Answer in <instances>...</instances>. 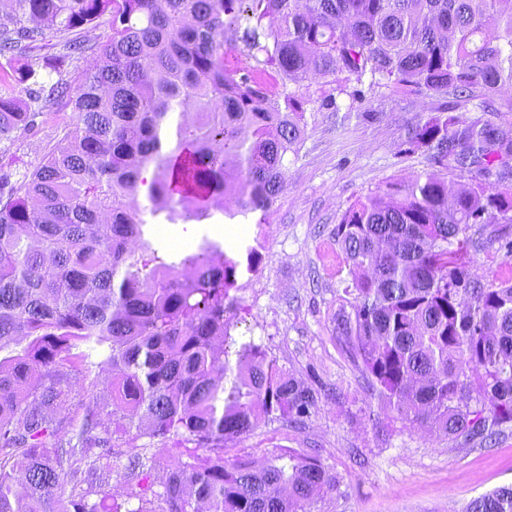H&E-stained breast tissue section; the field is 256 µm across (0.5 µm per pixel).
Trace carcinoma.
Returning <instances> with one entry per match:
<instances>
[{"mask_svg": "<svg viewBox=\"0 0 512 512\" xmlns=\"http://www.w3.org/2000/svg\"><path fill=\"white\" fill-rule=\"evenodd\" d=\"M104 15L107 41L76 86L32 67L4 74L36 89L0 95V140L64 98L73 123L21 181L0 166V512H121L91 501L116 455L132 459L128 482L140 487L129 496L141 506L126 512H150L145 467L171 441L193 451L162 482L166 512H308L336 489L319 459L290 448L259 466L224 459L259 418L296 424L320 396L260 345L242 343L233 360L212 347L228 336L240 309L229 291L257 271L256 252L215 266L220 246L205 236L168 261L127 200L146 184L149 201L169 202L152 216L202 221L236 191L242 213H267L304 134L300 89L312 76L354 101L350 83L367 79L494 103L512 88V0H10L0 57L29 52L45 24L73 34L62 56L82 55L74 32ZM408 143L474 182L426 174L345 210L335 236L354 316L336 333L393 420L470 441L512 422V278L470 274L483 231L512 223V188L483 181L512 155V130L438 115L411 126ZM102 365L112 409L58 416L72 372L93 384ZM119 427L135 430L124 446ZM465 512H512V485Z\"/></svg>", "mask_w": 512, "mask_h": 512, "instance_id": "1", "label": "carcinoma"}]
</instances>
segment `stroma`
Listing matches in <instances>:
<instances>
[{"instance_id": "obj_1", "label": "stroma", "mask_w": 512, "mask_h": 512, "mask_svg": "<svg viewBox=\"0 0 512 512\" xmlns=\"http://www.w3.org/2000/svg\"><path fill=\"white\" fill-rule=\"evenodd\" d=\"M108 32L105 21L82 30L86 53L65 59L64 34L45 29L41 48L30 51L26 62L46 80H73L96 62ZM308 91L307 126L286 158V185L267 216L217 210L199 223L146 227L176 257L205 236L241 261L255 248L258 273L238 277L231 290L242 305L231 338L262 345L279 367L322 391L300 427L260 420L249 435L227 442L224 455L262 462L276 449L291 448L319 458L338 486L310 512H464L471 499L512 484V424L480 442L393 421L364 392L362 371L336 334L337 315L351 310L343 292L349 273L334 237L346 208L390 182L425 173L469 182V173L443 168L407 142L413 123L453 100L367 88L354 102L330 96L320 77L309 81ZM72 119L71 105L59 102L36 116L29 131L0 143V162L17 177L32 171L61 142ZM71 385L69 415L112 402L107 373L92 385L76 375Z\"/></svg>"}]
</instances>
